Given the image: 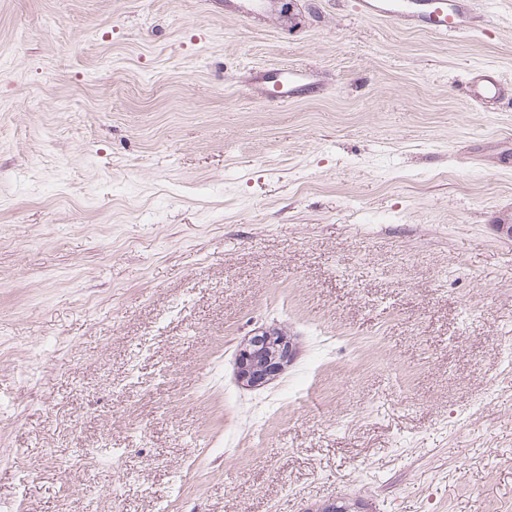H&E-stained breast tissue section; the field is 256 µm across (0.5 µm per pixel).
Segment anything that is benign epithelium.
<instances>
[{"mask_svg":"<svg viewBox=\"0 0 512 512\" xmlns=\"http://www.w3.org/2000/svg\"><path fill=\"white\" fill-rule=\"evenodd\" d=\"M297 347L273 330L256 332L237 357V378L247 387H263L293 361Z\"/></svg>","mask_w":512,"mask_h":512,"instance_id":"1","label":"benign epithelium"}]
</instances>
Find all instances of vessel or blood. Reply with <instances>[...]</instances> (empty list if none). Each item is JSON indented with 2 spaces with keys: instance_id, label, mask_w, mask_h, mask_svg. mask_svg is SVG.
Instances as JSON below:
<instances>
[{
  "instance_id": "obj_1",
  "label": "vessel or blood",
  "mask_w": 512,
  "mask_h": 512,
  "mask_svg": "<svg viewBox=\"0 0 512 512\" xmlns=\"http://www.w3.org/2000/svg\"><path fill=\"white\" fill-rule=\"evenodd\" d=\"M358 12L366 17L390 20L404 27L455 39L468 28L461 0H357ZM281 9L280 0H224L225 16L250 20ZM309 84L306 70L289 67L270 73L259 72L252 84L254 96L260 100L283 103L301 97ZM467 97L481 104L501 96L496 78L479 75L466 90Z\"/></svg>"
}]
</instances>
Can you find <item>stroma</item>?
I'll list each match as a JSON object with an SVG mask.
<instances>
[{
	"mask_svg": "<svg viewBox=\"0 0 512 512\" xmlns=\"http://www.w3.org/2000/svg\"><path fill=\"white\" fill-rule=\"evenodd\" d=\"M467 2L0 0V512H512V104L463 93L512 0ZM224 16L250 20L258 15L281 11L279 0H224ZM355 4L365 17L390 20L448 39L460 37L468 28L461 0H358ZM309 85V74L298 67L277 69L275 73L259 72L252 84L254 96L268 102L297 100ZM297 347L273 329L255 332L237 357V378L247 387H263L278 377L293 361Z\"/></svg>",
	"mask_w": 512,
	"mask_h": 512,
	"instance_id": "1",
	"label": "stroma"
}]
</instances>
